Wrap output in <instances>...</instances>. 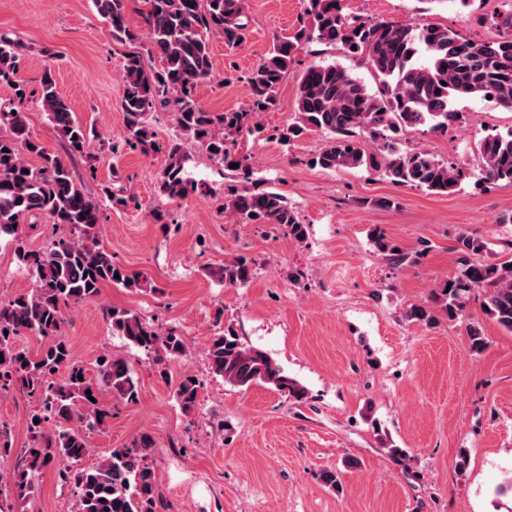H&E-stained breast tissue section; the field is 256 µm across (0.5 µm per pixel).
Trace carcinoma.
<instances>
[{
    "instance_id": "1",
    "label": "carcinoma",
    "mask_w": 512,
    "mask_h": 512,
    "mask_svg": "<svg viewBox=\"0 0 512 512\" xmlns=\"http://www.w3.org/2000/svg\"><path fill=\"white\" fill-rule=\"evenodd\" d=\"M147 30L146 48L127 25V0H93L107 22L113 40L130 45L124 55L125 89L122 109L126 134L107 139L114 157L138 151L163 154L167 163L158 179V192L174 202L205 188L186 169L185 141L206 150L224 183L223 208L244 224H271L288 228V236L302 241L307 225L281 193L260 179L239 185L232 179L250 180V156L238 151V138L267 137L283 146L310 131L325 135L324 145L310 160L322 170L365 168L396 185H411L436 194H452L471 175L460 163L440 160L409 148L400 132L426 126L446 133L463 124L454 108L465 98L487 99L512 110V0H500L492 16L491 34L472 40L434 23L394 24L364 21L344 13L342 0H303L295 29L276 36L267 54L246 77L253 106L249 111L211 112L198 102L199 85L212 75L210 42L224 40L229 49L248 39L250 16L246 0H141ZM312 44L341 47L366 60L378 80V92L334 61H315L303 71L295 116L283 128L266 134L258 121L277 105L279 87L295 64L298 52ZM28 49L19 42L0 40V83L10 85L13 97L0 102V238L15 243V256L33 277L34 287L0 298V390L14 389L37 403L28 423L30 442L21 449L22 464L0 475V488L12 494L16 512L34 493L40 475L54 469L59 480L75 488V512H158L153 469L146 463L154 441L141 434L131 445L114 448L95 464L80 468L89 453L88 435L105 427L112 412L96 401L102 390L126 403L137 401L139 383L130 363L110 354L100 355L96 377L75 360L65 331L64 309L99 295L107 284L137 288L140 276L127 271L97 240L105 220L102 201L76 180L65 159L46 150L31 130L25 105L26 84L20 79ZM160 62L155 68L149 60ZM40 104L48 121L66 144L67 154H89L96 134L72 112L56 86L53 65L44 66ZM174 109L177 133L166 142L154 127L157 109ZM375 144L370 152L362 145ZM480 161V181L512 184V129L489 133L474 142ZM35 156L31 167L25 156ZM238 167L232 168L230 164ZM34 215L66 228L52 237L44 250H34L22 237V225ZM376 250L401 263L402 251L384 234L373 238ZM486 243L467 234L457 240L460 275L432 296L433 306L413 305L410 321L431 323L433 309L449 320L465 312L473 291L484 293V312L500 327L512 331V261L488 263L478 259ZM207 275L226 285L242 287L255 274V260L240 255L208 266ZM112 332L133 347L154 355L158 363L186 354L185 337L176 327H153L137 313L116 307L106 313ZM25 331L43 342L33 357L15 345ZM470 348L487 347L481 325L468 324ZM210 374L236 388L268 386L295 402L307 398V389L290 377L264 350L241 341L228 325L211 337L206 351ZM64 379L56 378L60 370ZM201 382L182 376L176 401L192 415L198 406ZM91 394H86V391ZM14 452L12 431L0 420V459Z\"/></svg>"
}]
</instances>
